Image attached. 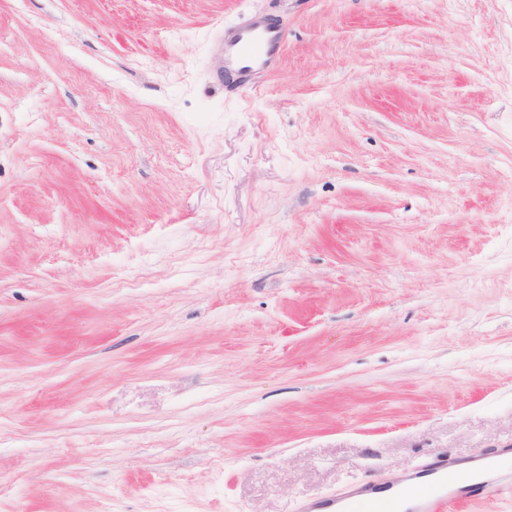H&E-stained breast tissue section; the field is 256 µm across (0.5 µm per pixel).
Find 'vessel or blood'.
Masks as SVG:
<instances>
[{
    "instance_id": "vessel-or-blood-1",
    "label": "vessel or blood",
    "mask_w": 512,
    "mask_h": 512,
    "mask_svg": "<svg viewBox=\"0 0 512 512\" xmlns=\"http://www.w3.org/2000/svg\"><path fill=\"white\" fill-rule=\"evenodd\" d=\"M283 48V34L272 22L257 19L239 27L224 38V72L232 84L249 83L257 72L270 68ZM512 458V448L497 449L494 455L472 458L474 468H486L487 476L479 487L485 495L500 498L512 494V476L494 471L497 459ZM457 462L448 456L427 458L411 474L390 480L387 486L371 482L347 485L331 499H320L304 505L303 512H378L383 505L415 500L409 512H440L454 506L461 494L448 478L456 471Z\"/></svg>"
}]
</instances>
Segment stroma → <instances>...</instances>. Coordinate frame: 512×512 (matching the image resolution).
<instances>
[{
	"label": "stroma",
	"instance_id": "35a3bbf8",
	"mask_svg": "<svg viewBox=\"0 0 512 512\" xmlns=\"http://www.w3.org/2000/svg\"><path fill=\"white\" fill-rule=\"evenodd\" d=\"M507 446L512 0H0V512H302ZM283 48V34L272 22L257 19L224 35V72L232 87L249 83L270 68Z\"/></svg>",
	"mask_w": 512,
	"mask_h": 512
}]
</instances>
